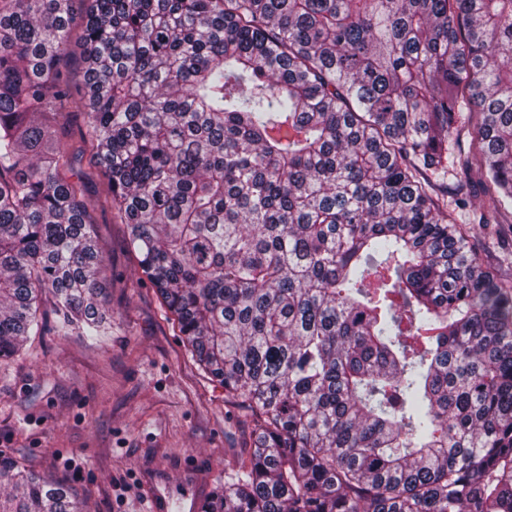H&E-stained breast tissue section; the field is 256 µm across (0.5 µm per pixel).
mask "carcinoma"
I'll return each mask as SVG.
<instances>
[{"mask_svg":"<svg viewBox=\"0 0 512 512\" xmlns=\"http://www.w3.org/2000/svg\"><path fill=\"white\" fill-rule=\"evenodd\" d=\"M0 0V360L109 329L90 209L254 418L203 512H512V0ZM85 119L102 196L53 138ZM468 148L448 161L461 132ZM0 512H87L0 453ZM74 14L71 24V39H70V58L74 63L70 64L66 69L69 73L70 81L73 85H81L83 82V72L79 66V57L82 54V48L80 44V34L83 24V6L80 0H76L73 6ZM459 176L456 177V171L448 167V211H454L459 222L471 223L462 224L470 229L472 241L475 249L488 263L493 265L498 272L507 278L512 277V233L507 231L502 237L491 239L485 236L480 224L475 221L476 215L481 211V201L483 199L482 189L479 184L474 183L469 187L471 192V205L465 210H460L455 206V194L458 186Z\"/></svg>","mask_w":512,"mask_h":512,"instance_id":"cac0c4a2","label":"carcinoma"}]
</instances>
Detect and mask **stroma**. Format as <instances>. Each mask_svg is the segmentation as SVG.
Segmentation results:
<instances>
[{"label": "stroma", "instance_id": "obj_1", "mask_svg": "<svg viewBox=\"0 0 512 512\" xmlns=\"http://www.w3.org/2000/svg\"><path fill=\"white\" fill-rule=\"evenodd\" d=\"M81 126L74 120L59 139L94 198L100 177ZM470 192L457 218L481 257L511 278L512 233L485 236L475 222L482 189ZM91 231L110 260V333L92 340L48 330L0 360V451L66 479L90 512H150L158 495L182 512L179 500L223 484L233 451L250 439L251 417L198 369L154 288L141 281L125 225L99 209Z\"/></svg>", "mask_w": 512, "mask_h": 512}]
</instances>
